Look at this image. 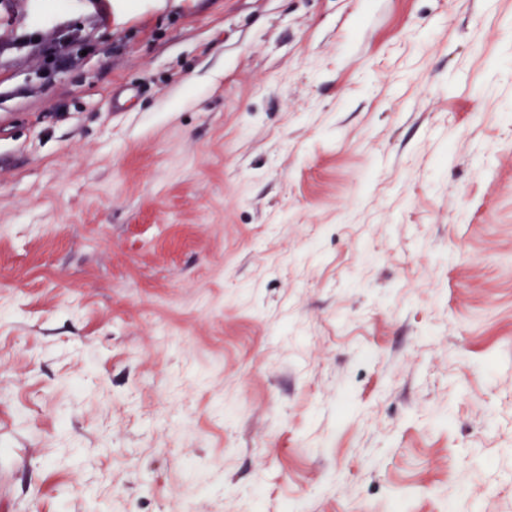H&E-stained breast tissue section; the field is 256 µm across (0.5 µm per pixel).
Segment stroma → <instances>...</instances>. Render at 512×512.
Returning a JSON list of instances; mask_svg holds the SVG:
<instances>
[{"mask_svg":"<svg viewBox=\"0 0 512 512\" xmlns=\"http://www.w3.org/2000/svg\"><path fill=\"white\" fill-rule=\"evenodd\" d=\"M286 499L512 512V0H7L0 512Z\"/></svg>","mask_w":512,"mask_h":512,"instance_id":"stroma-1","label":"stroma"}]
</instances>
